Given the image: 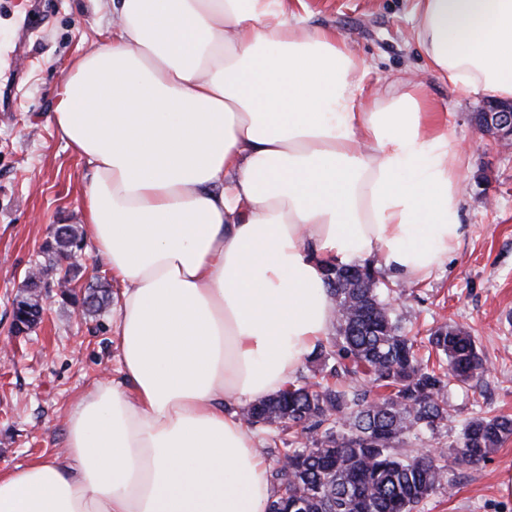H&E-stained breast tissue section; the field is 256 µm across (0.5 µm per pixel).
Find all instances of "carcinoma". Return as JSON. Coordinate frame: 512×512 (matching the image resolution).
Instances as JSON below:
<instances>
[{"label": "carcinoma", "mask_w": 512, "mask_h": 512, "mask_svg": "<svg viewBox=\"0 0 512 512\" xmlns=\"http://www.w3.org/2000/svg\"><path fill=\"white\" fill-rule=\"evenodd\" d=\"M83 248L73 224L59 225L46 242L39 276L27 280L14 304H28L62 259ZM366 279L349 282V265L327 269L336 303L334 333L314 351L311 376L241 408L247 424L297 428L312 447L279 448L270 470L269 512H413L433 493L452 486L448 457L468 464L488 458L512 438V417L480 416L437 456L406 447V439L435 431L448 418V394L483 371L473 337L458 325L430 330L431 364L418 354L394 314L384 276L366 263ZM84 311L110 302L109 286L89 283L83 297L67 294Z\"/></svg>", "instance_id": "carcinoma-1"}]
</instances>
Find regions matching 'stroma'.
Returning a JSON list of instances; mask_svg holds the SVG:
<instances>
[{
    "instance_id": "obj_1",
    "label": "stroma",
    "mask_w": 512,
    "mask_h": 512,
    "mask_svg": "<svg viewBox=\"0 0 512 512\" xmlns=\"http://www.w3.org/2000/svg\"><path fill=\"white\" fill-rule=\"evenodd\" d=\"M311 24L348 36L371 66L368 86L390 97L420 76L429 101L456 127L465 234L457 250L428 276L391 281L395 312L411 334L448 324L474 336L486 367L449 395L450 416L412 445L447 448L473 417L512 415V150L482 138L474 117L483 99H458L425 71L408 21L409 0H306ZM44 21L23 60L28 70L12 112L0 119V469L65 449L67 417L98 380H119L115 321L118 298L83 313L56 289L46 290L40 324L13 331L12 302L25 272L43 260L54 224L82 221L87 169L57 134L52 117L70 59L105 39L97 0H43ZM512 472V440L478 465L460 463L451 489L415 512H512L499 484Z\"/></svg>"
}]
</instances>
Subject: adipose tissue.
I'll return each mask as SVG.
<instances>
[{
  "instance_id": "1",
  "label": "adipose tissue",
  "mask_w": 512,
  "mask_h": 512,
  "mask_svg": "<svg viewBox=\"0 0 512 512\" xmlns=\"http://www.w3.org/2000/svg\"><path fill=\"white\" fill-rule=\"evenodd\" d=\"M56 131L88 169L87 239L120 288L121 382L69 414L63 456L0 469V512H267L231 403L281 390L335 321L324 271L424 276L464 235L455 129L297 0H101ZM427 70L512 99V0H414Z\"/></svg>"
}]
</instances>
